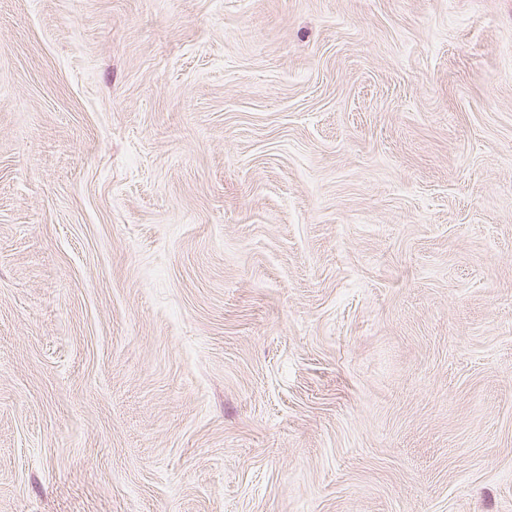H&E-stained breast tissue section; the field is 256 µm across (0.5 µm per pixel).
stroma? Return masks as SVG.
<instances>
[{
	"label": "stroma",
	"mask_w": 512,
	"mask_h": 512,
	"mask_svg": "<svg viewBox=\"0 0 512 512\" xmlns=\"http://www.w3.org/2000/svg\"><path fill=\"white\" fill-rule=\"evenodd\" d=\"M0 512H512V0H0Z\"/></svg>",
	"instance_id": "35a3bbf8"
}]
</instances>
